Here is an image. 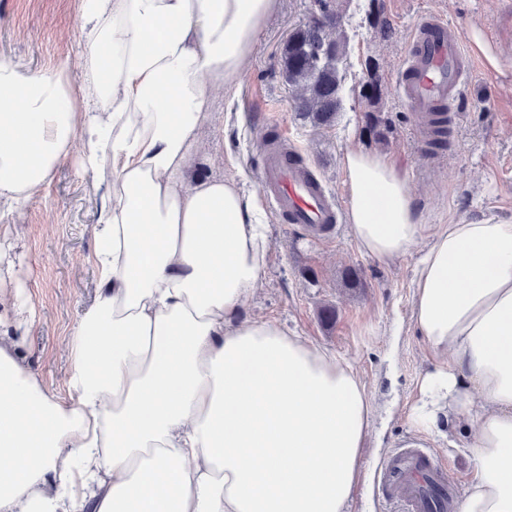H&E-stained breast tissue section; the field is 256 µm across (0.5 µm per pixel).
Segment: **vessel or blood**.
Returning a JSON list of instances; mask_svg holds the SVG:
<instances>
[{"label":"vessel or blood","mask_w":512,"mask_h":512,"mask_svg":"<svg viewBox=\"0 0 512 512\" xmlns=\"http://www.w3.org/2000/svg\"><path fill=\"white\" fill-rule=\"evenodd\" d=\"M476 69L460 30L426 14L413 27L399 69V87L415 117L423 118L462 97ZM260 186L274 210L309 233L333 236L340 213L322 182L304 167L289 162L286 150L272 145ZM373 494L389 512H452L454 497L444 469L428 448L409 442L380 460Z\"/></svg>","instance_id":"b4317fda"}]
</instances>
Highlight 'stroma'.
<instances>
[{"label": "stroma", "instance_id": "1", "mask_svg": "<svg viewBox=\"0 0 512 512\" xmlns=\"http://www.w3.org/2000/svg\"><path fill=\"white\" fill-rule=\"evenodd\" d=\"M313 7V0H278L236 87L214 98L191 158L194 173L232 177L259 190L265 140L274 131L302 156L341 207L349 205L342 157L358 145L380 150L394 163L421 223L431 230L493 216L512 221V29L507 26L512 0H343L344 109L328 128L312 127L294 112L295 91L280 65L283 42ZM375 12L389 19L390 36L370 26ZM426 13L442 15L466 39L480 30L498 52L497 67L483 66L469 83L468 101L449 145L430 161L419 150V124L396 83L412 28ZM84 47L79 0H0V54L23 68H55ZM369 61L376 63L386 87L381 107L390 129L382 139L367 132L368 105L359 95ZM101 195L95 177L81 168L78 154H71L46 189L13 215V234L0 239V248L15 261L18 307L32 305L38 313L32 326L17 331V352L45 387L62 396L71 370L66 338L96 295L90 256ZM268 220L266 266L244 315L278 321L348 359L372 400L371 430L351 512H387L372 497L373 467L406 440L422 443L457 486H464L473 471L467 449L449 447L409 418L418 381L435 362L412 320L416 270L430 239L420 240L396 261L383 262L362 252L348 227L332 239L319 240L279 215L269 214ZM348 268L358 271L360 287L345 286L342 276ZM326 306L336 309L334 323L320 318Z\"/></svg>", "mask_w": 512, "mask_h": 512}]
</instances>
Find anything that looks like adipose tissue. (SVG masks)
Masks as SVG:
<instances>
[{
	"mask_svg": "<svg viewBox=\"0 0 512 512\" xmlns=\"http://www.w3.org/2000/svg\"><path fill=\"white\" fill-rule=\"evenodd\" d=\"M277 0H80L86 46L48 71L0 55V220L78 150L104 203L97 298L59 397L10 332L34 324L0 272V512H345L370 399L349 361L242 310L269 253L257 193L190 159ZM347 222L382 261L424 234L404 178L348 148ZM437 359L414 423L468 433L458 512H512V222L451 224L414 282Z\"/></svg>",
	"mask_w": 512,
	"mask_h": 512,
	"instance_id": "obj_1",
	"label": "adipose tissue"
}]
</instances>
